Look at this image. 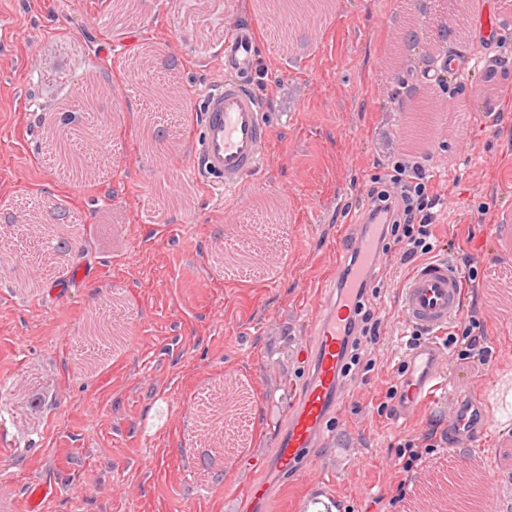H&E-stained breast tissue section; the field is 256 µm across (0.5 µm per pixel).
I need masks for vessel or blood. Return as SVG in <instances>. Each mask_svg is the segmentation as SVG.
Masks as SVG:
<instances>
[{
    "mask_svg": "<svg viewBox=\"0 0 512 512\" xmlns=\"http://www.w3.org/2000/svg\"><path fill=\"white\" fill-rule=\"evenodd\" d=\"M223 51L222 76L200 96L202 136L192 169L199 178L222 184L226 196L237 198L247 178L264 164L270 143V126L252 90L259 62L254 25L247 22L227 30ZM464 286L461 270L441 260L417 264L405 280L399 299L403 319L424 330L427 338L397 354L405 370L396 382L407 395L398 416L438 401L447 362L435 336L461 317ZM354 295L349 285L318 288L309 313L312 333L296 341V360L307 373L298 396L288 404L285 431L275 440L274 456L277 471L297 474L307 485L298 512H330L332 507L318 450L327 440L337 406L350 398L342 379L343 341L344 328L354 315ZM452 426L463 441L487 435L493 428L489 413L479 407L470 388L459 393ZM243 491L255 504L275 499L268 481H248Z\"/></svg>",
    "mask_w": 512,
    "mask_h": 512,
    "instance_id": "vessel-or-blood-1",
    "label": "vessel or blood"
}]
</instances>
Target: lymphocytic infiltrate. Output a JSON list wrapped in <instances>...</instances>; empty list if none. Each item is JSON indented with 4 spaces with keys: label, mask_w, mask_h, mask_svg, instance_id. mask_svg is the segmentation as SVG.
Instances as JSON below:
<instances>
[{
    "label": "lymphocytic infiltrate",
    "mask_w": 512,
    "mask_h": 512,
    "mask_svg": "<svg viewBox=\"0 0 512 512\" xmlns=\"http://www.w3.org/2000/svg\"><path fill=\"white\" fill-rule=\"evenodd\" d=\"M440 132V124L421 123L413 118L404 120L397 134L399 149L394 161L388 173L377 178L369 192L371 216L383 219L377 227V251L383 257H390L397 250L401 253L402 263L406 264L429 256L437 249L432 226L436 219L435 209L444 206L445 200L431 192L420 159ZM377 274L376 268H369L359 282L356 293L358 318L350 322L344 339L349 366L367 372L374 369L375 361L366 357L363 344L379 332V319L371 306L372 298L377 295L374 286ZM481 326L475 314L456 322L443 341L449 357L474 368L485 365L490 350ZM440 445V439L433 432L399 441L397 458L402 477L396 486L398 494H405L414 485L423 461Z\"/></svg>",
    "instance_id": "1"
}]
</instances>
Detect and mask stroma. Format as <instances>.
Masks as SVG:
<instances>
[{"instance_id": "1", "label": "stroma", "mask_w": 512, "mask_h": 512, "mask_svg": "<svg viewBox=\"0 0 512 512\" xmlns=\"http://www.w3.org/2000/svg\"><path fill=\"white\" fill-rule=\"evenodd\" d=\"M137 22L103 24L110 0H0V209L23 197L66 207L89 232L57 270L29 271L34 293L0 281V512H29L35 484L49 494L42 512H250L239 491L259 476L288 407V388L305 371L293 355L307 328L316 288L338 282L337 248L361 229L362 202L391 161V135L403 110L398 82L424 85L447 104L449 133L424 163L433 192L451 197L438 220L439 254L470 255L485 276L464 311L485 309L491 354L481 370L448 369L439 404L401 421L384 406L380 380L396 369L406 343L399 298L409 267L381 269L376 365L348 377L354 393L339 409L322 450L335 512H419L422 490L460 452L485 512H512V28L494 43L475 11L456 0H314L289 13L277 0H139ZM414 13L434 26L462 17L468 47L457 71L429 79L420 49L402 51L395 16ZM255 22L260 66L253 81L271 127L267 159L245 186L249 203L191 178L201 135L198 98L221 66L225 29ZM154 49L175 56L178 133L170 160L149 155L142 135L154 98L131 89L130 66ZM499 63L494 80L470 64L472 51ZM109 79L111 160L92 181L40 161L37 118L76 109L88 75ZM176 189L181 204L154 220L156 189ZM108 313L121 338L92 369L76 366L75 347L92 313ZM232 384L249 395L248 435L224 456L219 479L202 480L196 450V395ZM482 393L495 428L472 443L448 436L458 390ZM51 408L32 411L33 392ZM437 430L419 487L393 502L398 469L388 466L408 435Z\"/></svg>"}]
</instances>
